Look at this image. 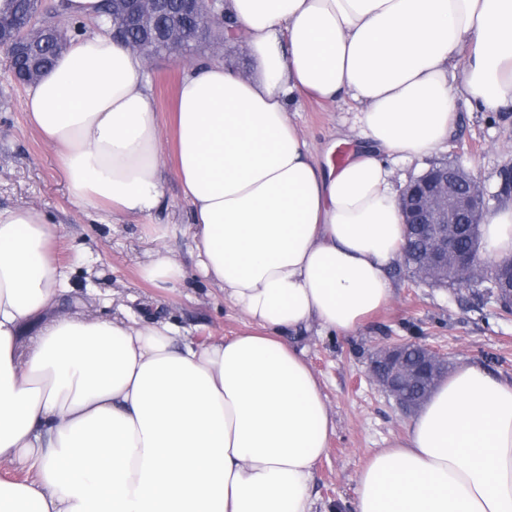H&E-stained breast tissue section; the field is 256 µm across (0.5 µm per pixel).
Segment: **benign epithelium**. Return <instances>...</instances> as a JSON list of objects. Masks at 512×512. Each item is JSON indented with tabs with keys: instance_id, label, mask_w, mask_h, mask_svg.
<instances>
[{
	"instance_id": "benign-epithelium-1",
	"label": "benign epithelium",
	"mask_w": 512,
	"mask_h": 512,
	"mask_svg": "<svg viewBox=\"0 0 512 512\" xmlns=\"http://www.w3.org/2000/svg\"><path fill=\"white\" fill-rule=\"evenodd\" d=\"M222 2L224 0H184L185 12L194 21L201 38L214 33L216 4ZM166 10V0H112L115 14L140 22L146 17L154 19ZM180 28L181 18L175 16L166 28L160 31L149 28L145 38L129 42L127 47L151 58L156 51L147 50V46L177 45ZM51 29L52 25L39 21L35 14L15 24L7 34L0 26V46L9 62L22 58L29 66V73L22 75L17 69L9 68L16 84L27 83L28 76L45 69V50ZM504 195H512L510 167L502 170L500 188L494 196L473 173L448 163L433 166L406 184L399 195V206L406 229L420 230L424 240L420 281L432 283L452 275L467 282L481 270L477 252L457 248L459 226L482 224L489 212L490 200ZM411 350L419 354L415 363L406 360V353ZM448 362V355L429 345L415 341L396 342L373 353L368 378L395 401L403 414L412 416L426 395L415 394L411 389L422 385L432 387Z\"/></svg>"
}]
</instances>
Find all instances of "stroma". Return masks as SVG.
Returning <instances> with one entry per match:
<instances>
[{
  "instance_id": "stroma-1",
  "label": "stroma",
  "mask_w": 512,
  "mask_h": 512,
  "mask_svg": "<svg viewBox=\"0 0 512 512\" xmlns=\"http://www.w3.org/2000/svg\"><path fill=\"white\" fill-rule=\"evenodd\" d=\"M203 59L229 62L241 70L252 65L244 42L214 39L183 55L154 58L146 82L152 104L165 120L174 110L177 84ZM23 96L0 52V207L34 206L60 226L59 260L67 283L61 309L102 318L137 317L148 309L199 342L246 330L245 314L225 302L197 270L190 207L177 179L167 178L166 206L150 216L112 217L76 207L54 150L27 123ZM354 112L350 102L335 106L308 101L295 114L316 160L346 156L355 139ZM442 162L463 166L496 191L501 171L512 165V112H474L460 106L447 148L397 166L395 187ZM158 248L183 264L187 278L181 286L156 288L141 279L142 264ZM389 279L390 303L355 331L323 333L314 325L289 336L319 377L334 421L310 487L317 512H351L358 472L373 452L405 433L407 417L365 377L377 348L416 340L447 352L452 363L479 362L495 376L512 379V314L500 311L495 299L477 301L457 288L417 281L399 261Z\"/></svg>"
}]
</instances>
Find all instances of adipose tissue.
Instances as JSON below:
<instances>
[{
	"mask_svg": "<svg viewBox=\"0 0 512 512\" xmlns=\"http://www.w3.org/2000/svg\"><path fill=\"white\" fill-rule=\"evenodd\" d=\"M224 12L255 72L189 69L171 163L145 60L108 33L71 39L24 108L77 206L149 216L174 174L200 274L252 328L197 343L155 317L58 312V225L0 208V462L28 472L0 483V512H315L333 420L282 335L346 334L386 306L404 237L393 164L446 147L460 104L512 112V0H224ZM346 100L361 146L322 166L292 115ZM481 230L487 260L512 257V205ZM141 275L175 288L186 272L159 249ZM353 512H512V380L458 364L360 470Z\"/></svg>",
	"mask_w": 512,
	"mask_h": 512,
	"instance_id": "obj_1",
	"label": "adipose tissue"
}]
</instances>
